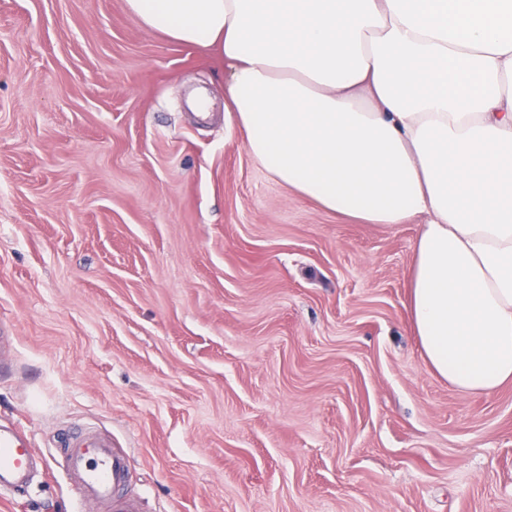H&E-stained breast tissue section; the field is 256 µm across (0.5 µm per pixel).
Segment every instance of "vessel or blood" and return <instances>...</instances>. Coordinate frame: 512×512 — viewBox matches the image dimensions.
<instances>
[{
  "label": "vessel or blood",
  "mask_w": 512,
  "mask_h": 512,
  "mask_svg": "<svg viewBox=\"0 0 512 512\" xmlns=\"http://www.w3.org/2000/svg\"><path fill=\"white\" fill-rule=\"evenodd\" d=\"M67 468L78 503H98L107 512H141L138 498L124 494L129 459L110 439L87 431L73 436ZM36 462L30 443L16 430L0 428V500L27 487Z\"/></svg>",
  "instance_id": "1"
}]
</instances>
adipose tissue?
<instances>
[{"instance_id":"ef3b65f1","label":"adipose tissue","mask_w":512,"mask_h":512,"mask_svg":"<svg viewBox=\"0 0 512 512\" xmlns=\"http://www.w3.org/2000/svg\"><path fill=\"white\" fill-rule=\"evenodd\" d=\"M216 48L251 155L327 210L423 214L410 320L462 392L512 383V0H125Z\"/></svg>"}]
</instances>
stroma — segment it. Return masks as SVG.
Returning <instances> with one entry per match:
<instances>
[{"instance_id":"obj_1","label":"stroma","mask_w":512,"mask_h":512,"mask_svg":"<svg viewBox=\"0 0 512 512\" xmlns=\"http://www.w3.org/2000/svg\"><path fill=\"white\" fill-rule=\"evenodd\" d=\"M216 52L125 0H0V425L74 512L111 436L142 512H512V384L464 393L408 313L423 217L325 210L248 151Z\"/></svg>"}]
</instances>
